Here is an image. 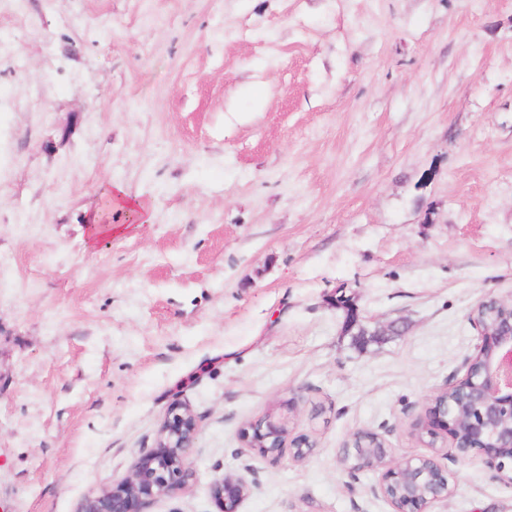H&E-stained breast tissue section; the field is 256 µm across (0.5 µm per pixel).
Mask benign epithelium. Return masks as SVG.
Returning <instances> with one entry per match:
<instances>
[{"instance_id": "benign-epithelium-1", "label": "benign epithelium", "mask_w": 512, "mask_h": 512, "mask_svg": "<svg viewBox=\"0 0 512 512\" xmlns=\"http://www.w3.org/2000/svg\"><path fill=\"white\" fill-rule=\"evenodd\" d=\"M494 303L507 310L490 326H483L477 314L471 320L478 327L480 342L477 353L486 354L485 362L472 367L473 357L465 359V375L449 384L468 392L471 413L467 421L466 438L458 431V416L448 402L434 397L430 410L432 422L418 423L419 429L436 438L435 429L443 428L450 435L457 454L468 456L477 450L498 472H512V302L506 303L490 296L478 304ZM198 434L196 417L186 407L176 405L168 410L156 439L155 447L140 455L129 476L117 485H105L97 493L85 497L76 512H147L160 496H174L186 490L195 480L190 457ZM286 424L269 415L249 424L241 431L246 446L262 457H279L286 447L292 448V458L302 460L312 445L287 443ZM366 448L348 445L342 449L340 460L352 473L359 470L358 456ZM377 468L384 469L378 492L391 504L394 512H424L433 502L451 495L452 489L441 496L428 498L411 484L405 483V474L420 478L426 474L438 482L448 484V472L435 458L420 456L394 462L392 449L387 444L377 449ZM210 495L218 512H236L237 505L248 495L249 486L239 478L223 476L209 485Z\"/></svg>"}]
</instances>
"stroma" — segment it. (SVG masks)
<instances>
[{
    "label": "stroma",
    "instance_id": "1",
    "mask_svg": "<svg viewBox=\"0 0 512 512\" xmlns=\"http://www.w3.org/2000/svg\"><path fill=\"white\" fill-rule=\"evenodd\" d=\"M113 183L151 223L103 206ZM363 325L353 345L337 290ZM512 300V0H0V512H75L198 423L150 512H393L338 450L436 456L427 512H512L480 453L412 431ZM273 414L313 450L242 442ZM209 490L218 512H236L237 505L248 495L249 486L242 479L223 475L210 483Z\"/></svg>",
    "mask_w": 512,
    "mask_h": 512
}]
</instances>
